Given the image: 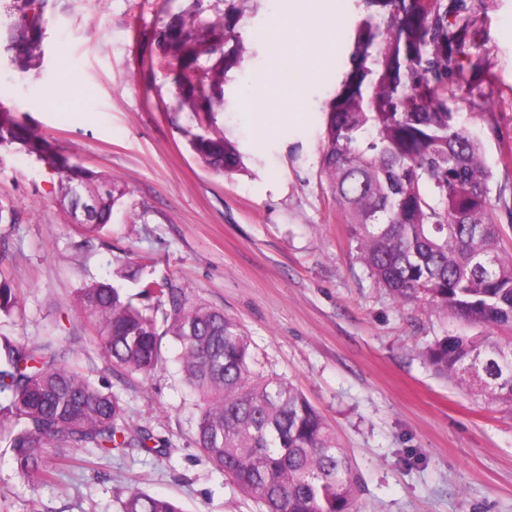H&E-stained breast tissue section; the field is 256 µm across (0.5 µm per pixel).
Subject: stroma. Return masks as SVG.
<instances>
[{
	"mask_svg": "<svg viewBox=\"0 0 512 512\" xmlns=\"http://www.w3.org/2000/svg\"><path fill=\"white\" fill-rule=\"evenodd\" d=\"M38 67L8 51L22 0H0V105L53 140L70 164L127 189L112 222L88 235L69 222L43 162L0 148V281L20 299L0 337L37 341L62 324L68 348L91 355L95 382L124 402L135 426L168 440L164 455L119 448L72 463L47 486L23 481L0 452V507L9 512H120L130 489L175 500L183 512H256L194 444L197 407L163 337L150 376H119L92 340L77 288L112 279L120 258H146L153 278L191 287L246 329L265 371L301 390L335 429L361 481L362 512H512V412L436 376L422 353L452 321L402 303L357 258L321 171L325 109L350 52L357 0H241L245 52L224 76L213 115L180 105L155 65L156 29L170 15L201 22L224 0H39ZM475 40L498 78L459 124L479 136L512 222V0H479ZM298 23L289 42L276 36ZM269 102L264 112L247 102ZM234 142L243 168L219 174L190 134Z\"/></svg>",
	"mask_w": 512,
	"mask_h": 512,
	"instance_id": "35a3bbf8",
	"label": "stroma"
}]
</instances>
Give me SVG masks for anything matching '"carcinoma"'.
Instances as JSON below:
<instances>
[{
  "mask_svg": "<svg viewBox=\"0 0 512 512\" xmlns=\"http://www.w3.org/2000/svg\"><path fill=\"white\" fill-rule=\"evenodd\" d=\"M359 8L349 70L326 107L321 167L336 207L380 287L457 323L424 351L434 372L512 408V244L492 205L482 142L456 122L460 104L486 99L497 82L471 37L479 12L464 0H359ZM238 21L231 4L210 23L178 15L157 31L159 61L190 111L223 106L224 74L242 59ZM223 40L233 42L224 52ZM9 49L23 71L40 61V14L24 16ZM202 55L212 63L193 78ZM189 144L219 173L241 164L236 145L221 136L193 134ZM11 145L61 175L64 198L82 191L91 208L87 231L110 224L127 194L115 179L69 165L49 137L1 111L0 147ZM116 277L133 281L145 303L113 282L79 288L95 343L130 376H148L162 363V337L179 343L183 381L197 400L196 447L232 490L259 512H360L359 479L335 430L301 391L260 369L236 319L172 279L145 277L141 264H123ZM18 307L0 284V314ZM93 371L60 336L0 344V395L7 400L0 442L21 477L53 483L68 448L167 452V441L130 425L121 398L96 385ZM121 512L182 510L136 489Z\"/></svg>",
  "mask_w": 512,
  "mask_h": 512,
  "instance_id": "cac0c4a2",
  "label": "carcinoma"
}]
</instances>
